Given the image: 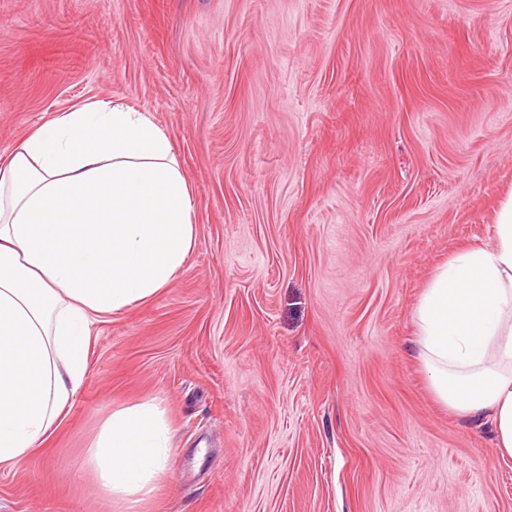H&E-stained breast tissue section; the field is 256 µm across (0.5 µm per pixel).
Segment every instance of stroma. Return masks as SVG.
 Here are the masks:
<instances>
[{"label": "stroma", "mask_w": 512, "mask_h": 512, "mask_svg": "<svg viewBox=\"0 0 512 512\" xmlns=\"http://www.w3.org/2000/svg\"><path fill=\"white\" fill-rule=\"evenodd\" d=\"M91 99L172 139L197 243L95 325L0 512H512L491 426L413 346L434 271L512 192V0H0V155ZM150 397L174 454L127 504L82 460Z\"/></svg>", "instance_id": "stroma-1"}]
</instances>
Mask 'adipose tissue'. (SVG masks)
<instances>
[{
	"instance_id": "1",
	"label": "adipose tissue",
	"mask_w": 512,
	"mask_h": 512,
	"mask_svg": "<svg viewBox=\"0 0 512 512\" xmlns=\"http://www.w3.org/2000/svg\"><path fill=\"white\" fill-rule=\"evenodd\" d=\"M197 242L194 190L169 136L123 101L55 114L0 159V464L63 423L88 374L92 329L168 288ZM415 357L437 400L488 421L512 460V196L488 245L433 275L415 309ZM166 409L112 411L86 458L99 490L137 503L165 477Z\"/></svg>"
}]
</instances>
